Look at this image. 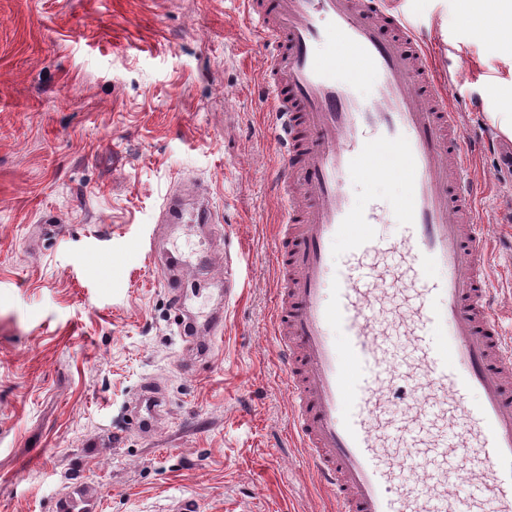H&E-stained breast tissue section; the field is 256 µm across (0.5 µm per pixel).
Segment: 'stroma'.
I'll return each mask as SVG.
<instances>
[{
  "mask_svg": "<svg viewBox=\"0 0 512 512\" xmlns=\"http://www.w3.org/2000/svg\"><path fill=\"white\" fill-rule=\"evenodd\" d=\"M473 133L512 339V60L457 0H390ZM244 0H0V512H329L268 340L281 163ZM213 224H161L169 195ZM241 298L225 308L224 233ZM184 282L174 304L168 277ZM228 310L208 353L179 323ZM196 362L199 376L181 366ZM159 401L151 432L133 411Z\"/></svg>",
  "mask_w": 512,
  "mask_h": 512,
  "instance_id": "35a3bbf8",
  "label": "stroma"
}]
</instances>
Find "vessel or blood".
Segmentation results:
<instances>
[{"mask_svg": "<svg viewBox=\"0 0 512 512\" xmlns=\"http://www.w3.org/2000/svg\"><path fill=\"white\" fill-rule=\"evenodd\" d=\"M247 12L269 50L287 193L270 341L291 437L336 512H512V343L475 203L481 141L462 132L422 39L384 0H247ZM383 176L403 186L390 236L377 230L390 206L351 194ZM383 261L411 285L398 334L381 314Z\"/></svg>", "mask_w": 512, "mask_h": 512, "instance_id": "b4317fda", "label": "vessel or blood"}]
</instances>
